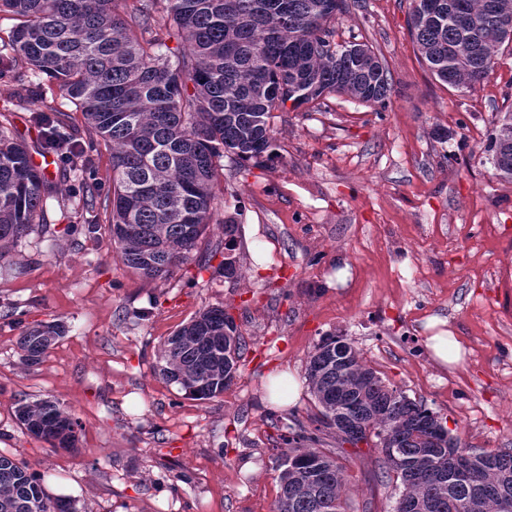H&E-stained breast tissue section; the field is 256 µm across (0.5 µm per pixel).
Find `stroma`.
<instances>
[{
    "label": "stroma",
    "mask_w": 512,
    "mask_h": 512,
    "mask_svg": "<svg viewBox=\"0 0 512 512\" xmlns=\"http://www.w3.org/2000/svg\"><path fill=\"white\" fill-rule=\"evenodd\" d=\"M410 13L411 0H357L337 16L335 43H368L388 68L387 109L338 95L286 106L272 121L271 158L225 160L220 221L168 279L130 272L105 217L82 212L84 182L112 188L101 145L86 169L58 177L44 225L0 257V453L74 512H272L278 437L313 414L314 397L270 408L267 377L306 378L328 335L436 412L462 446L512 450V179L486 150L512 112V50L474 89L448 88L423 61ZM17 89L0 80V125L34 149L36 108ZM228 216L233 277L223 269ZM212 306L229 309L249 351L223 394L198 400L154 366L161 342ZM434 318L465 349L461 364L432 359ZM52 323L64 336L24 365L19 336ZM45 398L80 422L76 450L18 424L19 404ZM322 449L348 459L350 512L394 505L400 484L377 480V450L339 447L332 434Z\"/></svg>",
    "instance_id": "35a3bbf8"
}]
</instances>
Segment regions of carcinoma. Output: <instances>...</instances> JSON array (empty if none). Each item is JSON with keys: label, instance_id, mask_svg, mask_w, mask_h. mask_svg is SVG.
<instances>
[{"label": "carcinoma", "instance_id": "1", "mask_svg": "<svg viewBox=\"0 0 512 512\" xmlns=\"http://www.w3.org/2000/svg\"><path fill=\"white\" fill-rule=\"evenodd\" d=\"M0 0V13L17 23L0 38V77L27 81L39 103L44 136L59 129L53 89L82 112L85 124L112 152V194L83 188V205L105 211L126 268L148 280L168 277L188 260L213 223L214 191L224 158L259 159L272 147V113L289 101L314 103L346 95L387 108L392 84L365 42L331 47L332 21L346 0ZM512 0H412L411 27L421 57L439 80L474 88L493 71L504 44L500 17ZM177 39L181 59L170 64L161 48ZM499 175L512 178V113L489 137ZM56 193L53 177L35 163L23 141L0 126V253L44 218ZM63 333L38 325L18 338L21 360L32 366ZM341 341L315 346L307 376L317 412L315 431L295 418L277 457L280 495L273 512H347L343 465L316 448L318 433L334 430L357 445L349 430L382 444V478L397 476L403 490L393 512H500L512 499V452L476 453L431 429L440 424L425 406L388 384ZM233 352L224 358V350ZM245 337L223 307H209L168 337L158 354L162 377L197 399L224 392L237 372ZM340 413L344 423L330 416ZM19 423L53 448L74 449L78 422L57 401L20 404ZM474 477L451 479L459 452ZM0 512H72L52 497L26 466L0 454Z\"/></svg>", "mask_w": 512, "mask_h": 512}]
</instances>
